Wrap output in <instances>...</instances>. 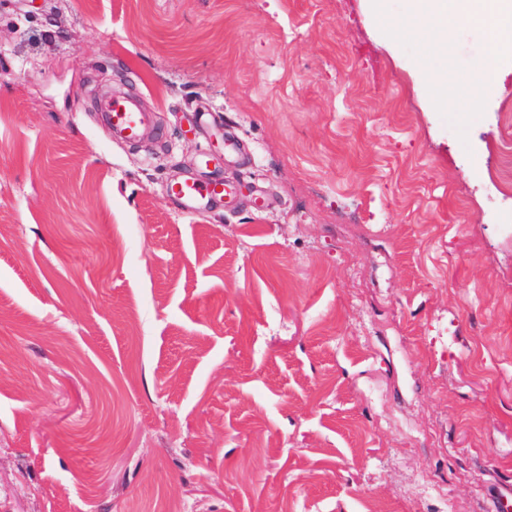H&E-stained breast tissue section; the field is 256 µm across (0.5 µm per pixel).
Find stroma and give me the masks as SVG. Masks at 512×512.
<instances>
[{
    "label": "stroma",
    "instance_id": "obj_1",
    "mask_svg": "<svg viewBox=\"0 0 512 512\" xmlns=\"http://www.w3.org/2000/svg\"><path fill=\"white\" fill-rule=\"evenodd\" d=\"M436 107L367 0H0V512H491L512 61ZM110 90L150 112L125 143ZM234 200L186 212L172 176Z\"/></svg>",
    "mask_w": 512,
    "mask_h": 512
}]
</instances>
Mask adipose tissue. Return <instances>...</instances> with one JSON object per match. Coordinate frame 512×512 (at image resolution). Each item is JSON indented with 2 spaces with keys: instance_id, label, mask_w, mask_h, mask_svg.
Listing matches in <instances>:
<instances>
[{
  "instance_id": "obj_1",
  "label": "adipose tissue",
  "mask_w": 512,
  "mask_h": 512,
  "mask_svg": "<svg viewBox=\"0 0 512 512\" xmlns=\"http://www.w3.org/2000/svg\"><path fill=\"white\" fill-rule=\"evenodd\" d=\"M372 10L384 35L395 38L405 20L419 21L418 35L426 57L444 58L450 50V35L458 28L473 26L493 14L499 24L489 34V50L494 55L512 56V0H407L405 20L389 18L385 0H371ZM484 62H477L467 82H459L448 71L427 70L423 76L435 88L440 105L452 107L463 100L477 101L484 93Z\"/></svg>"
}]
</instances>
